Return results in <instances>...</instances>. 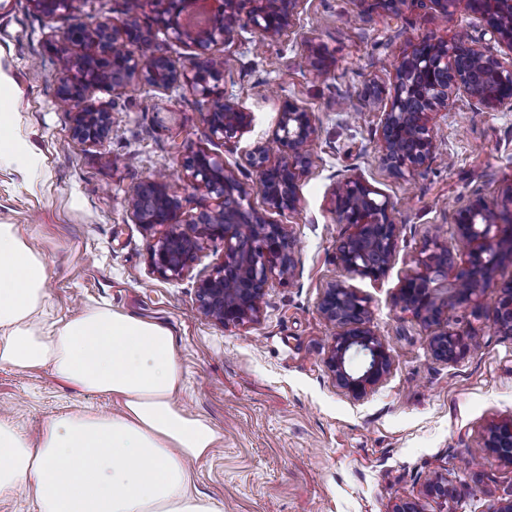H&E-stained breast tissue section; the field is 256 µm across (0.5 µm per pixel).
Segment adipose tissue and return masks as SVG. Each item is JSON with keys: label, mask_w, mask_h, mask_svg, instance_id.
<instances>
[{"label": "adipose tissue", "mask_w": 512, "mask_h": 512, "mask_svg": "<svg viewBox=\"0 0 512 512\" xmlns=\"http://www.w3.org/2000/svg\"><path fill=\"white\" fill-rule=\"evenodd\" d=\"M47 279L45 255L0 224V365L52 369L123 410L51 417L34 441L1 417L0 497L29 484L37 512H222L192 490L191 465L218 435L174 400L183 375L170 330L105 307L45 327Z\"/></svg>", "instance_id": "1"}]
</instances>
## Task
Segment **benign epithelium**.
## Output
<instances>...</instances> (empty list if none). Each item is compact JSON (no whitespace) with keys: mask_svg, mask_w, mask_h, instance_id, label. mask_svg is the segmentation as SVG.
<instances>
[{"mask_svg":"<svg viewBox=\"0 0 512 512\" xmlns=\"http://www.w3.org/2000/svg\"><path fill=\"white\" fill-rule=\"evenodd\" d=\"M162 2L156 26L180 42H189L200 55L182 65L162 54L147 53L152 31L143 28L139 15L146 6ZM77 0H32L47 17L72 14ZM300 0H200L204 24H188L191 0H137L136 11L121 26L72 24L56 43L72 67L59 79L60 102L73 113V134L79 140L102 144L111 129L112 114L92 101L98 86L120 90L132 83L157 88H182L203 101L209 136L239 142L251 131L252 113L224 97L226 55L219 49L236 33L241 18L259 33L261 41H275L294 21ZM499 43L512 53V0H465ZM463 94L487 109L512 107V64L509 66L463 41H423L400 59L395 69L394 93L378 129L380 160L397 179L414 176L433 158L435 141L430 115L448 108L450 98ZM316 135L312 114L295 101H286L269 140L245 148L254 180L242 181L224 160L198 151L185 163L189 184L215 197L216 207L194 214L186 198L164 177L155 174L134 186L125 204L135 223L163 231L149 252L153 270L163 278H178L191 271L198 253L209 241L224 242V259L209 276L199 280L201 313L227 327L254 322L270 279L291 278L296 268L294 241L286 225L271 222L244 205L252 191L263 198L266 210L290 211L299 204L302 178L316 163L311 143ZM275 143L279 155L270 153ZM336 223L350 228L337 248V258L353 275L374 280L386 275L397 242V224L388 198L358 178L334 188ZM509 208L497 211L480 198L458 209L455 247L435 239L414 259L419 272L405 277L398 301L423 324H437L448 304L477 302L493 280L504 253L512 255V186ZM508 251H503V244ZM465 254L452 270L453 250ZM323 319L338 329L325 363L336 385L352 398H363L381 384L391 370L387 348L374 330L365 301L343 282L329 284L318 306ZM495 322L512 333V284L504 287L494 311ZM466 346L461 332L443 331L429 341L432 355L449 359ZM488 452L512 463V420L492 426L485 438ZM426 492L443 503L451 492L447 480L432 479Z\"/></svg>","mask_w":512,"mask_h":512,"instance_id":"7a95c632","label":"benign epithelium"}]
</instances>
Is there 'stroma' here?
<instances>
[{
  "label": "stroma",
  "mask_w": 512,
  "mask_h": 512,
  "mask_svg": "<svg viewBox=\"0 0 512 512\" xmlns=\"http://www.w3.org/2000/svg\"><path fill=\"white\" fill-rule=\"evenodd\" d=\"M125 10L126 0H78L74 14L49 19L32 0H0V111L39 159L30 170H0V224L17 225L46 256V320L100 304L171 331L185 381L176 401L219 435L193 465L194 488L224 512H391L406 499L422 512H490L512 498V464L483 450L489 428L512 419V334L493 319L496 285L512 281V259L503 258L477 303L449 305L439 325L422 324L397 302L429 241L453 242L461 205L477 196L501 205L512 186V109L454 97L432 115L434 159L406 180L382 166L378 143L395 68L412 46L469 41L503 60L511 53L462 2L444 14L433 0H409L398 12L371 0H300L278 40L261 43L242 24L227 46L232 65L220 87L253 116L239 147L209 137L188 91L141 84L95 90L112 128L103 144L85 143L56 101L67 62L50 43L78 20L122 24ZM369 84L382 89L379 100L365 97ZM287 99L317 127V162L300 183L297 209L269 215L287 225L297 270L269 281L257 321L223 327L200 312L196 290L221 263L223 242L207 243L190 274L163 278L149 264L155 235L134 223L124 199L162 172L187 197L188 212L214 207L189 186L185 160L205 149L245 175L244 147L268 137ZM347 177L394 206L396 250L378 280L351 276L336 258L348 229L335 219L333 188ZM334 281L365 299L391 355L387 380L360 400L325 364L333 330L318 303ZM441 330L471 332L479 344L454 360L435 359L429 341ZM122 409L112 396L71 390L51 370L0 365V411L29 438L53 416ZM435 476L452 489L448 503L425 494Z\"/></svg>",
  "instance_id": "stroma-1"
}]
</instances>
